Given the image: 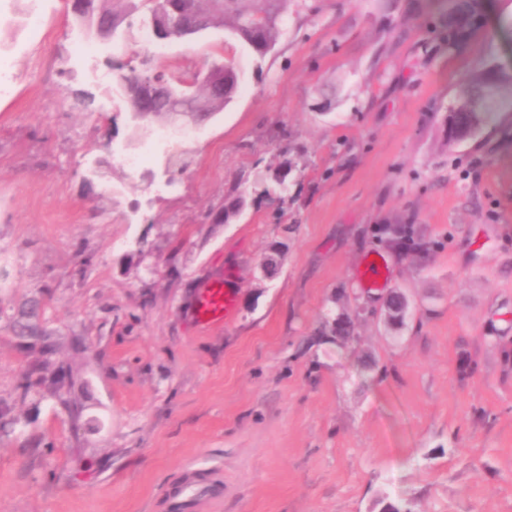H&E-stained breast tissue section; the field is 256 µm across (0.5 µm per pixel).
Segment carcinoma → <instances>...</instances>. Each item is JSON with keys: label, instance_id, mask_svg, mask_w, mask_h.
Segmentation results:
<instances>
[{"label": "carcinoma", "instance_id": "carcinoma-1", "mask_svg": "<svg viewBox=\"0 0 512 512\" xmlns=\"http://www.w3.org/2000/svg\"><path fill=\"white\" fill-rule=\"evenodd\" d=\"M84 17L90 26L99 21L112 26L111 33L130 17L139 13L148 22H157L165 31L166 39H188L221 25L239 40L252 46L260 55L273 48L280 34L282 0H180V10L169 7L168 0H85ZM445 18L448 48L461 50L470 32L479 26L482 16L481 0H446ZM207 22V28L197 26L198 19ZM212 69L224 70V93L214 91L211 82L198 75L192 79H174L161 69L151 57L144 55L138 65L119 64L115 68V81L121 92L130 121L138 129H145L155 120L172 116L171 100L186 95L204 102L209 115L224 109L234 98L238 87V74L231 62L216 64ZM512 87V77L486 67L474 73L465 83L456 102L450 106L448 125L462 131L474 121H484L486 114L497 108L504 88ZM17 321V335L31 348L47 349L51 335L36 319L33 310H24ZM57 382L35 366L22 386L21 397L39 387H54Z\"/></svg>", "mask_w": 512, "mask_h": 512}]
</instances>
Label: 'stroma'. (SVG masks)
I'll use <instances>...</instances> for the list:
<instances>
[{"label":"stroma","instance_id":"1","mask_svg":"<svg viewBox=\"0 0 512 512\" xmlns=\"http://www.w3.org/2000/svg\"><path fill=\"white\" fill-rule=\"evenodd\" d=\"M281 8L260 57L223 27L146 44L141 19L102 38L70 0H0V512H171L189 466L224 483L202 512H512V99L448 140L465 79L512 75V0L460 53L439 0ZM146 49L180 78L233 60V101L135 133L112 61ZM219 274L234 315L198 329ZM30 299L51 354L13 333ZM40 363L78 417L21 396Z\"/></svg>","mask_w":512,"mask_h":512}]
</instances>
